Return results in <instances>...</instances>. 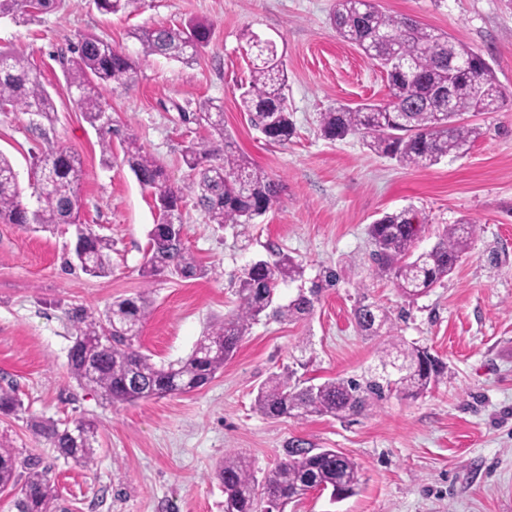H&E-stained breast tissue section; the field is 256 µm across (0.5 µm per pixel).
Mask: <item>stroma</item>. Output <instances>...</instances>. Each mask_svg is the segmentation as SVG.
<instances>
[{"instance_id": "1", "label": "stroma", "mask_w": 512, "mask_h": 512, "mask_svg": "<svg viewBox=\"0 0 512 512\" xmlns=\"http://www.w3.org/2000/svg\"><path fill=\"white\" fill-rule=\"evenodd\" d=\"M333 4L143 0L138 11L104 14L93 0H56L30 22L0 17V50H25L57 109L56 122L40 128L27 115L0 112V152L25 189L34 154L71 149L85 171L79 225L112 241L111 271L94 277L73 254L77 225L38 231L0 223V385L15 387L22 403L16 414L0 415V440L50 464L58 512H224L215 472L225 452L264 472L294 440L344 453L357 463L362 485L342 501L311 493L284 512H512V0H378L383 12L451 34L480 54L506 94L497 112L474 116L484 134L465 157L429 168L374 154L358 135L322 136L321 112L381 103L389 93L385 73L337 35ZM191 20L211 29L198 54L183 61L140 56L134 30ZM87 32L137 57L134 79L104 93L115 129L107 165L103 131L65 91L64 63ZM250 33L273 41L286 63L294 134L283 144L267 140L240 109ZM205 101L223 105L236 149L283 185L254 223H210L191 187L182 151L207 133L182 115ZM129 133L182 188L184 242L206 277H142L159 212L123 162ZM402 209L425 223L420 251L446 225L468 219L476 226L444 283L413 301L377 275L368 235L376 219ZM279 253L303 269L301 279L281 286V303L331 269L335 286L303 318L260 317L203 387L115 408L71 376L73 308L100 311L117 297L145 298L150 315L140 349L156 363H174L232 314L243 270ZM363 294L390 311L389 335L357 327L353 308ZM391 343L428 348L445 365L440 382L416 399L390 395L348 421L269 418L254 404L258 386L274 373L302 386L370 375L377 349ZM36 420L93 421L94 462L59 457L33 430Z\"/></svg>"}]
</instances>
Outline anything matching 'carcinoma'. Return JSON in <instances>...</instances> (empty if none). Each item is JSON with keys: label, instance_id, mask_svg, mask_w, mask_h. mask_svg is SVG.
I'll return each instance as SVG.
<instances>
[{"label": "carcinoma", "instance_id": "carcinoma-1", "mask_svg": "<svg viewBox=\"0 0 512 512\" xmlns=\"http://www.w3.org/2000/svg\"><path fill=\"white\" fill-rule=\"evenodd\" d=\"M140 0H95L98 10L116 13L137 9ZM0 15L29 20L34 12L28 0H0ZM331 24L344 40L356 45L364 55L384 69L389 99L381 104L356 107L340 104L321 113L320 131L328 139L359 134L367 147L403 166L431 167L443 158L466 154L482 135V127L465 121L448 124V109L461 116L496 112L504 92L489 64L460 41L421 26L405 16L380 11L374 0H336ZM210 28L200 22L177 27L141 29L132 33L144 56L162 54L183 60L197 54L210 41ZM250 80L241 93V108L265 138L286 142L294 134L286 105V76L276 50L256 45L249 37ZM75 57L67 69L66 91L83 117L94 126L107 120L103 92L127 85L136 73L135 61L123 50L96 35L80 36L73 48ZM461 62L453 79H448V56ZM456 93L448 98V82ZM0 111L21 112L35 125L54 123V99L34 72L28 55L18 49L0 51ZM185 120L209 129L210 137L192 142L183 149V163L192 183L201 191L199 201L213 224H250L264 215L279 198L281 187L249 156L236 150L224 132L223 109L211 102ZM125 161L139 183L154 195L158 204L171 207L169 220L180 219L175 211L180 190L167 179L156 159L127 136ZM32 170L30 202L21 199L12 160L0 153V222L23 228L34 223L41 228L77 223V193L83 171L79 158L64 149L37 156ZM417 214L411 209L387 213L369 227L375 246L378 274L386 277L400 293L417 298L448 276L461 254L469 248L475 225L464 220L446 226L433 247L414 254L422 232ZM88 252L82 270L92 276L106 273L112 240L78 227ZM151 256L143 267L146 277L164 271L183 278L203 276L194 256L181 240L161 231L149 232ZM299 264L286 255L273 261L259 260L241 276L237 312L212 326L194 351L185 359L158 365L134 347L137 332L149 316L141 297L113 301L97 313L78 309L72 313L75 338L68 352V364L79 384L97 391L102 399L117 407L124 404L184 394L211 382L236 352L250 324L272 312L283 319L310 314L322 290L336 282L328 272L325 282L314 283L286 305L275 304L279 284L301 277ZM359 329L368 336L379 335L390 323L388 312L375 302L361 298L354 308ZM396 366L391 375L361 382L334 379L319 385L290 386L278 374L270 375L259 387L255 405L269 417L358 416L391 393L416 399L435 386L444 374L443 362L427 348L393 345L380 350L379 366ZM20 402L12 387H0V414L14 412ZM84 438L76 441L69 426L37 422L34 430L59 455L87 466L94 460L96 426L80 421ZM216 477L224 485V512H258L257 500L284 512L288 503L314 490H331V496L346 499L356 495L361 475L356 463L333 448H307L305 442L289 443L286 458L257 480L252 463L228 451ZM15 492L16 512H51L55 488L46 468L30 458H22L13 448L0 444V491Z\"/></svg>", "mask_w": 512, "mask_h": 512}]
</instances>
